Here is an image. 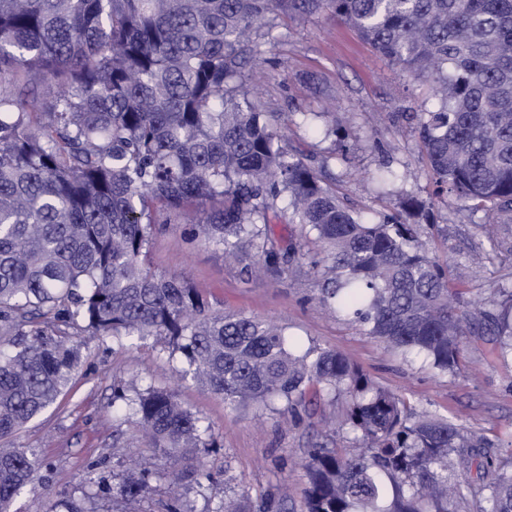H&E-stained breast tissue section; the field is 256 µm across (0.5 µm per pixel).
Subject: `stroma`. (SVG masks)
<instances>
[{"mask_svg": "<svg viewBox=\"0 0 512 512\" xmlns=\"http://www.w3.org/2000/svg\"><path fill=\"white\" fill-rule=\"evenodd\" d=\"M262 63L249 80V98L262 112L281 114L286 147L302 151L308 164L328 163L341 197L355 210L379 217L396 205L379 195L374 181L381 166L399 176L400 191L428 197L434 185L417 136L403 119L430 96L425 78L391 65L362 43L347 26L327 14L281 18L273 32L258 30ZM428 227L431 250L440 261L465 266L471 293L491 298L501 276L512 271V255L471 264L473 250L486 244L482 214L457 204L434 209ZM271 238L281 248L295 247L289 269L246 276L242 264L225 256L192 225H156L149 242L154 270L184 280L217 310L272 320L289 337L323 350H336L380 386L401 395L418 411L456 418L470 429L512 443V363L500 362L488 330L467 336L462 370L441 376L419 362H408L377 339L365 335L344 314L320 306L319 285L308 271L323 250L300 225L275 222ZM82 364L71 391L1 444L33 449L44 466L17 496L16 512H41L46 502H71L83 512H166L180 497L185 512H214L220 500L256 503L266 497L299 512L308 484L305 451L318 442L348 448L350 435L334 430L343 407L322 396H308L297 413L232 411L194 380L172 371L161 342L147 339L127 347L85 337ZM173 392L178 402L211 428L213 446L204 460L210 484L186 480L170 494L168 465L161 452L139 446L135 426L125 423L124 454L112 453L114 387L132 395L134 387ZM149 463V491L123 502L115 489L128 477L129 458Z\"/></svg>", "mask_w": 512, "mask_h": 512, "instance_id": "stroma-1", "label": "stroma"}]
</instances>
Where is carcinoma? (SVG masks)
Instances as JSON below:
<instances>
[{
  "mask_svg": "<svg viewBox=\"0 0 512 512\" xmlns=\"http://www.w3.org/2000/svg\"><path fill=\"white\" fill-rule=\"evenodd\" d=\"M325 12L395 66L425 75L433 103L415 123L437 199L512 223V0H0V439L70 387L77 337L167 344L176 371L224 399L292 409L316 388L345 403L355 447L307 450L303 512H512V450L468 427L417 413L335 350H303L281 326L212 309L148 263L153 226L197 224L247 274L293 263L263 229L282 213L324 248L311 261L317 299L404 357L461 371L476 320L512 361V280L501 310L448 288L449 267L411 217L414 196L365 220L281 145L282 117L260 112L245 82L252 34L292 13ZM481 258L509 253L488 237ZM128 412L174 486L210 478L182 462L212 446L210 427L167 390ZM40 462L0 448V512ZM128 479L120 495H146ZM237 500L214 512H271Z\"/></svg>",
  "mask_w": 512,
  "mask_h": 512,
  "instance_id": "carcinoma-1",
  "label": "carcinoma"
}]
</instances>
